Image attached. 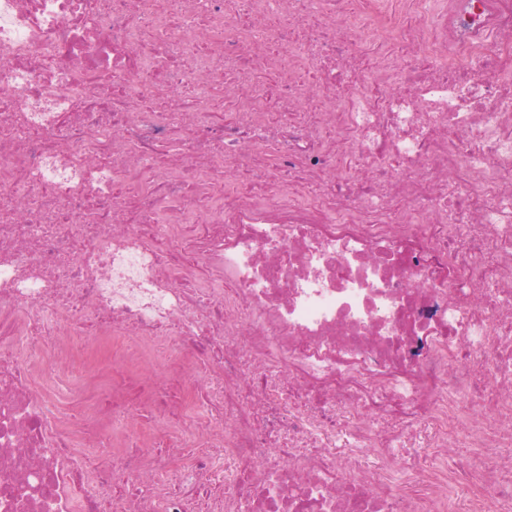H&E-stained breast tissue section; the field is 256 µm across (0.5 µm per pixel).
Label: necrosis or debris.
<instances>
[{"mask_svg":"<svg viewBox=\"0 0 512 512\" xmlns=\"http://www.w3.org/2000/svg\"><path fill=\"white\" fill-rule=\"evenodd\" d=\"M501 448L512 0H0V512H512Z\"/></svg>","mask_w":512,"mask_h":512,"instance_id":"1","label":"necrosis or debris"}]
</instances>
